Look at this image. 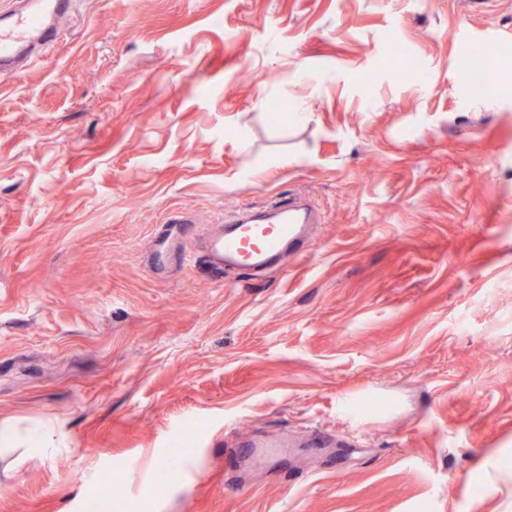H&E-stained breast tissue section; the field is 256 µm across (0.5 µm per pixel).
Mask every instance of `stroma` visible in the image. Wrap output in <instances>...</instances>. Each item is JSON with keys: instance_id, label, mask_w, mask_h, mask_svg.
<instances>
[{"instance_id": "stroma-1", "label": "stroma", "mask_w": 512, "mask_h": 512, "mask_svg": "<svg viewBox=\"0 0 512 512\" xmlns=\"http://www.w3.org/2000/svg\"><path fill=\"white\" fill-rule=\"evenodd\" d=\"M75 12L0 77V421L65 441L0 456V512H88L117 470L137 512H512V42L492 89L463 61L512 0ZM291 194L303 256H198L220 215ZM189 419L182 488L143 497ZM267 434L294 446L249 465Z\"/></svg>"}]
</instances>
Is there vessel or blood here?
I'll use <instances>...</instances> for the list:
<instances>
[{"label":"vessel or blood","mask_w":512,"mask_h":512,"mask_svg":"<svg viewBox=\"0 0 512 512\" xmlns=\"http://www.w3.org/2000/svg\"><path fill=\"white\" fill-rule=\"evenodd\" d=\"M74 0H15L0 10V75L28 67L64 31ZM313 214L301 197L280 198L266 212L242 211L209 236L204 252L216 269L232 265L250 270L268 267L284 250L299 249Z\"/></svg>","instance_id":"obj_1"}]
</instances>
